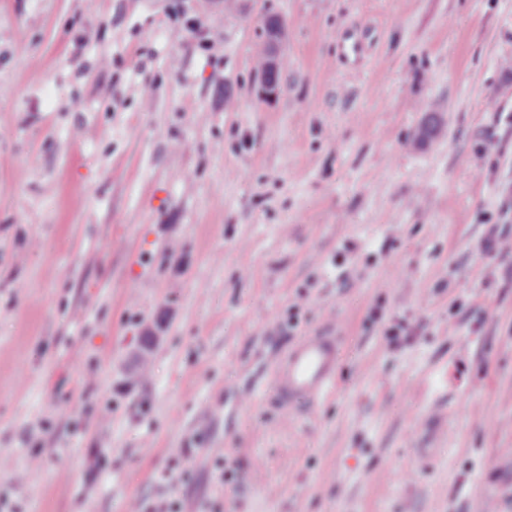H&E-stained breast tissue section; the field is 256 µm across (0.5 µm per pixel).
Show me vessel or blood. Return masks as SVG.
Returning a JSON list of instances; mask_svg holds the SVG:
<instances>
[{"mask_svg":"<svg viewBox=\"0 0 512 512\" xmlns=\"http://www.w3.org/2000/svg\"><path fill=\"white\" fill-rule=\"evenodd\" d=\"M339 353L336 336L312 332L289 346L277 362L270 384L252 385L249 397H263L275 386L285 401L302 398L316 404L332 396L338 385Z\"/></svg>","mask_w":512,"mask_h":512,"instance_id":"obj_1","label":"vessel or blood"}]
</instances>
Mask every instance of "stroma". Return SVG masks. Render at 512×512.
Returning <instances> with one entry per match:
<instances>
[{
	"label": "stroma",
	"mask_w": 512,
	"mask_h": 512,
	"mask_svg": "<svg viewBox=\"0 0 512 512\" xmlns=\"http://www.w3.org/2000/svg\"><path fill=\"white\" fill-rule=\"evenodd\" d=\"M508 183L512 0H0V512H512ZM315 330L334 396L242 401ZM270 29L269 34V41H270V47L269 43L265 37L264 33V40L260 45V48L258 50V62L260 67V72L264 71L266 67L268 66V60H269V53L271 49V66L267 74L264 76H261L260 78V84H261V92L264 96H274L276 94V91H273V84H274V78H275V63L279 55L281 43H282V35L280 34V30L284 31V25L283 22L279 19V23L273 27L270 25L266 26V29ZM476 249L484 256L495 258L503 252H511L512 242L502 237L498 224H492L487 234L477 243ZM384 336L390 349H400L410 342L414 336V328L405 319H401L386 328ZM132 512H196L191 509L190 501L185 498L160 497L153 503L136 502Z\"/></svg>",
	"instance_id": "obj_1"
}]
</instances>
